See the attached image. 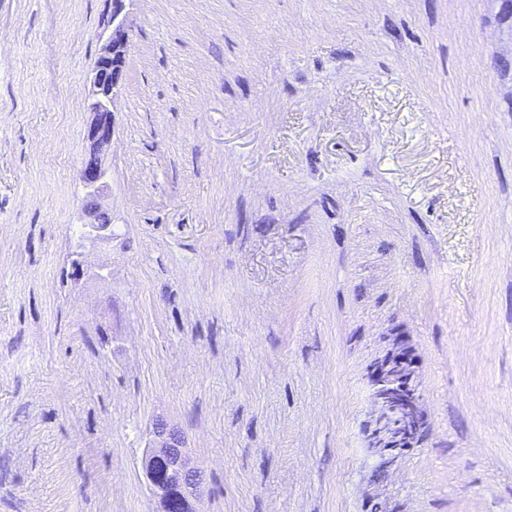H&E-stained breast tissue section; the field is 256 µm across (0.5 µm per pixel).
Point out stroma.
Listing matches in <instances>:
<instances>
[{
    "instance_id": "obj_1",
    "label": "stroma",
    "mask_w": 512,
    "mask_h": 512,
    "mask_svg": "<svg viewBox=\"0 0 512 512\" xmlns=\"http://www.w3.org/2000/svg\"><path fill=\"white\" fill-rule=\"evenodd\" d=\"M105 11L0 0V512H156L160 418L202 512H512V0H131L93 246ZM83 222L81 232L85 239L98 244H110L112 242L111 224H99L93 215L82 207ZM370 377L377 419H382V423L386 419L387 408L392 406L393 411H398L401 417L397 425L402 428L401 434L408 436L416 427L421 412L418 406L420 395L413 385L410 363L404 353L392 354L381 363H377ZM413 389L415 390L412 392ZM405 391L408 395L404 394ZM140 471L160 512H200L205 473L191 458L181 430L165 419L153 423Z\"/></svg>"
}]
</instances>
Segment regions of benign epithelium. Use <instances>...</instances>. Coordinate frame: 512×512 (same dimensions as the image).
Masks as SVG:
<instances>
[{
    "label": "benign epithelium",
    "instance_id": "obj_1",
    "mask_svg": "<svg viewBox=\"0 0 512 512\" xmlns=\"http://www.w3.org/2000/svg\"><path fill=\"white\" fill-rule=\"evenodd\" d=\"M99 38L101 53L95 61L89 80L87 109L93 114L87 129L84 159L79 180L86 196L99 202L106 187L104 158L114 133L111 106L123 89V73L130 45L125 18L126 0H106ZM81 232L85 239L98 244L112 243L109 224H100L87 211L83 212ZM71 277L75 280L103 278L102 268L85 264L81 254L71 260ZM374 406L378 418L386 419L388 407L399 412L402 433L408 435L421 417L420 395L415 392L410 363L404 353L391 355L371 371ZM140 471L159 512H200L198 504L204 493L205 473L191 458L181 430L165 419H157L140 458Z\"/></svg>",
    "mask_w": 512,
    "mask_h": 512
}]
</instances>
